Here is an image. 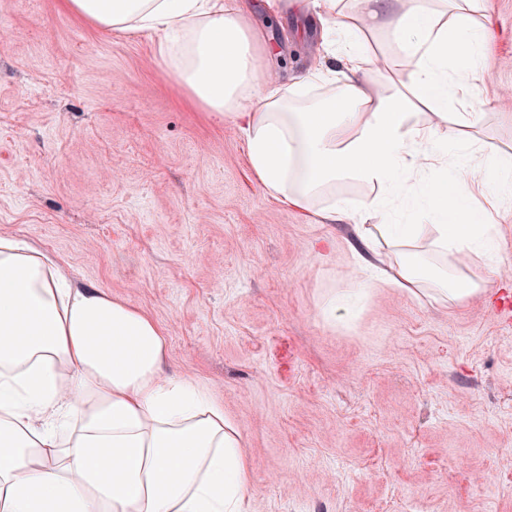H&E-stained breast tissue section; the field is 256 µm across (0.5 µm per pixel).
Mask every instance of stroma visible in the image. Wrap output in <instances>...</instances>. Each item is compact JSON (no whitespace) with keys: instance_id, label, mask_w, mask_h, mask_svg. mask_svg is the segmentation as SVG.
Returning a JSON list of instances; mask_svg holds the SVG:
<instances>
[{"instance_id":"stroma-1","label":"stroma","mask_w":512,"mask_h":512,"mask_svg":"<svg viewBox=\"0 0 512 512\" xmlns=\"http://www.w3.org/2000/svg\"><path fill=\"white\" fill-rule=\"evenodd\" d=\"M61 0H0V236L161 326L168 374L239 425L245 512H512V209L488 296L446 308L354 276L351 224L266 195L246 142L187 99L155 35L92 26ZM260 69L302 75L320 25L246 0ZM492 79L512 89V0H485Z\"/></svg>"}]
</instances>
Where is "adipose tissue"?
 Instances as JSON below:
<instances>
[{
    "instance_id": "ef3b65f1",
    "label": "adipose tissue",
    "mask_w": 512,
    "mask_h": 512,
    "mask_svg": "<svg viewBox=\"0 0 512 512\" xmlns=\"http://www.w3.org/2000/svg\"><path fill=\"white\" fill-rule=\"evenodd\" d=\"M92 25L156 35L177 84L243 133L264 192L321 221L355 223L393 285L447 306L499 275L512 153L482 134L491 75L481 0H314L321 62L261 75L243 0H63ZM387 36L396 72L371 39ZM369 194L336 199L337 183ZM452 255L451 265L431 254ZM147 314L75 285L40 249L0 236V512H244L238 425L199 383L165 373ZM111 457H104V449Z\"/></svg>"
}]
</instances>
